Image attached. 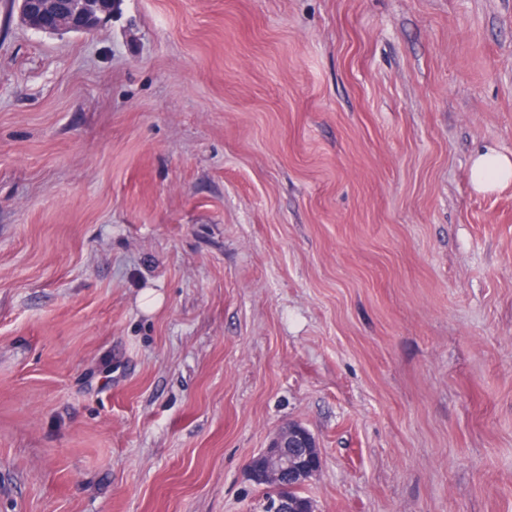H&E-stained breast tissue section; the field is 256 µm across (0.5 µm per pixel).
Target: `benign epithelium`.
I'll return each mask as SVG.
<instances>
[{
    "label": "benign epithelium",
    "instance_id": "1",
    "mask_svg": "<svg viewBox=\"0 0 512 512\" xmlns=\"http://www.w3.org/2000/svg\"><path fill=\"white\" fill-rule=\"evenodd\" d=\"M21 19L32 29L47 34L94 33L112 14V0H20ZM260 455L277 461V466L260 469L247 463L246 472L258 484L275 483L281 491L266 500L269 512H296L288 488L304 486L322 463L314 435L305 427L286 422L275 431Z\"/></svg>",
    "mask_w": 512,
    "mask_h": 512
}]
</instances>
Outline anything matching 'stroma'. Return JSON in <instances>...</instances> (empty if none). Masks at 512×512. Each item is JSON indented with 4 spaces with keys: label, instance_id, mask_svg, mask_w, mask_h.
I'll use <instances>...</instances> for the list:
<instances>
[{
    "label": "stroma",
    "instance_id": "35a3bbf8",
    "mask_svg": "<svg viewBox=\"0 0 512 512\" xmlns=\"http://www.w3.org/2000/svg\"><path fill=\"white\" fill-rule=\"evenodd\" d=\"M512 0H0V512H512ZM21 19L47 34H93L112 14V0H20ZM111 5V6H110ZM470 179L475 190L489 192L512 180V158L495 151L478 155L470 167ZM268 456L277 461V466L260 469L253 466L259 456ZM316 461L315 466L305 464V459ZM322 463L321 452L314 435L295 422L283 423L270 438L266 448L251 458L246 465L250 479L258 484L276 483L281 492L266 500L269 512H297L295 504L288 498V487L305 486L316 475Z\"/></svg>",
    "mask_w": 512,
    "mask_h": 512
}]
</instances>
